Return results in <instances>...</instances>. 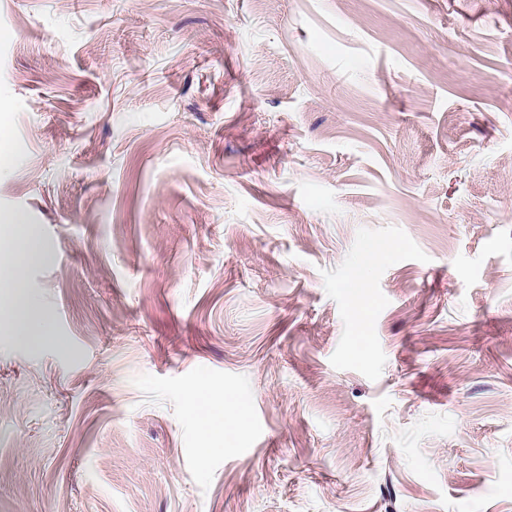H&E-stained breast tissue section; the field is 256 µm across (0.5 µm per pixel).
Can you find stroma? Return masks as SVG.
<instances>
[{"label":"stroma","instance_id":"stroma-1","mask_svg":"<svg viewBox=\"0 0 512 512\" xmlns=\"http://www.w3.org/2000/svg\"><path fill=\"white\" fill-rule=\"evenodd\" d=\"M0 121V512H512V0H0ZM50 255L49 247L20 216L0 217L1 304L6 302L11 314L7 334L17 340L39 342L53 336L47 321L34 320L22 285L23 264L45 262ZM192 406L196 415L197 427L201 435L207 437L222 432L224 413L239 412V401L235 394L224 392L223 402L209 390H199L192 395Z\"/></svg>","mask_w":512,"mask_h":512}]
</instances>
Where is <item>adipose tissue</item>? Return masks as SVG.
<instances>
[{
    "label": "adipose tissue",
    "instance_id": "ef3b65f1",
    "mask_svg": "<svg viewBox=\"0 0 512 512\" xmlns=\"http://www.w3.org/2000/svg\"><path fill=\"white\" fill-rule=\"evenodd\" d=\"M51 255L28 224L18 216L0 217V301L6 302L11 319L7 333L26 342H39L52 335L47 321H35L31 301L22 285V267L27 263L44 262ZM192 406L201 435L222 431L226 412L239 409L235 394L216 398L210 391L199 390L192 396Z\"/></svg>",
    "mask_w": 512,
    "mask_h": 512
}]
</instances>
